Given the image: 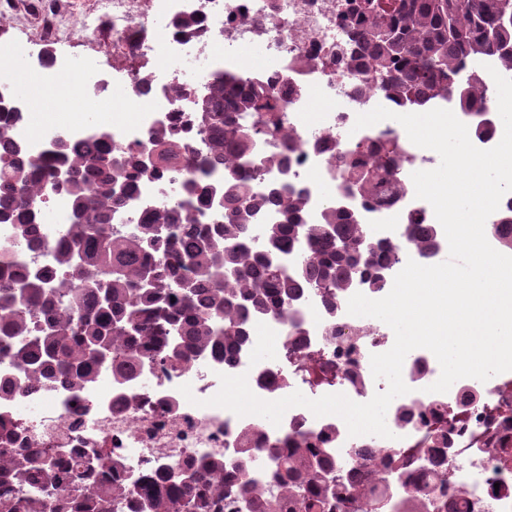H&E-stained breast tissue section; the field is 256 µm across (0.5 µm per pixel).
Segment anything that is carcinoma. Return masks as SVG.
Wrapping results in <instances>:
<instances>
[{
    "mask_svg": "<svg viewBox=\"0 0 512 512\" xmlns=\"http://www.w3.org/2000/svg\"><path fill=\"white\" fill-rule=\"evenodd\" d=\"M502 0H347L340 15L351 40L338 47L337 61L348 71L365 70L376 87L400 107H425L433 100L470 109L484 97L482 79L463 71L461 60L493 53L512 71V25L497 22ZM234 112L262 116L277 100L258 85L232 79L212 85L208 126L215 152L195 168L182 201L154 209L128 232L112 227L120 199L108 186L115 180L132 189L143 175L161 178L188 164L175 137L156 143L147 170L131 154L105 143L97 131L66 150L18 158L10 127L19 103L0 94V224H30L31 205L58 166L74 171L66 188L71 218L56 254L58 266L79 287H57L30 270L21 279L0 273V355L9 357L31 381L61 375L74 388L109 369L119 384L144 375V358L171 370L189 368L209 354L226 361L249 345V323L260 316L295 322V304L306 292L324 289L330 298L349 291L362 277L379 287L388 257L375 249L341 248L363 234L361 225L332 204L324 224H302L305 191L287 196L272 191L253 196L247 182L230 170L233 158L252 152L256 132L235 126ZM393 159L379 155L370 166L350 163L343 189L370 203L379 198ZM224 168V183L210 188L213 171ZM221 203L226 223L202 230L195 214ZM282 209L284 222L256 231L260 208ZM407 234L421 252L435 249L430 224H411ZM0 435V512H105L119 496L136 512H224V501L242 503V512H318L326 499L321 478L335 464L305 441L283 456L267 447L276 463L273 489L257 494L252 481H224L228 463L203 455L147 474L116 475L112 454L82 462L33 457Z\"/></svg>",
    "mask_w": 512,
    "mask_h": 512,
    "instance_id": "carcinoma-1",
    "label": "carcinoma"
}]
</instances>
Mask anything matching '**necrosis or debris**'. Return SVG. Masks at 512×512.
<instances>
[{"label": "necrosis or debris", "mask_w": 512, "mask_h": 512, "mask_svg": "<svg viewBox=\"0 0 512 512\" xmlns=\"http://www.w3.org/2000/svg\"><path fill=\"white\" fill-rule=\"evenodd\" d=\"M106 0L112 12V55L119 63L112 80L101 83L93 63L53 60L34 68H19L32 44L13 39L0 49V91L16 95L22 108L13 120L14 138L34 156L54 148L58 139L74 142L89 129L107 130L113 143L131 149L141 162H151L157 137L178 133L189 159L205 158L212 142L197 96L203 85L232 73L243 82L271 83L280 103L273 123L256 137L248 158L249 185L255 196L289 187L306 193L305 221L322 223L329 203H340L354 223L364 225L370 240L385 247L399 265L421 261L418 249L404 242L407 224H432V206L415 196L411 175L438 166L432 150L414 145L396 121L377 123V135L355 132L358 114L387 100L376 90L361 91L365 78L336 62L337 45L348 35L339 20L341 0ZM311 63L296 66L297 55ZM494 55L466 59L465 68L478 72L490 97L480 113H459L478 148L494 147L503 136L501 120L487 121L498 110L495 83L487 71ZM328 102L315 111L316 102ZM95 122H87L86 113ZM293 130L297 145L285 151L278 128ZM395 145V168L406 192L398 200L382 193L366 205L343 197L341 174L349 157L377 154L380 146ZM287 153V167L264 165L269 154ZM190 168L166 177L146 179L112 212L119 231L142 224L147 211L179 199ZM34 222L25 242L17 227L0 224V266L48 270L53 280L67 279L57 269L53 248L62 239L70 217V202L62 187L46 188L33 204ZM347 299L329 303L319 291L298 302L294 345L284 341L282 324L270 317L250 326L245 353L226 363L212 357L196 359L184 372L163 362L147 360L141 382L119 389L111 372L101 371L81 390L64 379L19 384L8 400L0 399V422L15 435V444L35 454L50 449L68 457L81 449L85 460L108 452L124 473L179 465L200 455H230L248 426L261 429L265 441L316 444L336 463L340 488L334 512H365L353 488H372L391 472L419 485L429 512H512V386L490 378L491 391L483 404L461 409L459 399L473 386L470 378L453 383L444 393L430 392L441 368L432 352L418 348L405 358L402 378L407 394L395 398L386 412L391 437L349 436L340 417L314 416L307 408H290L280 425L267 419L205 406L220 389V375H246L251 391L272 401L301 391L311 399L326 394L366 397L385 391V380L374 378L371 357L388 351L394 333L372 317L350 315ZM278 381L276 389L260 385L261 375ZM190 385L185 398L181 385ZM175 409H168L167 400ZM409 420L396 424L398 409Z\"/></svg>", "instance_id": "4bbe7bcc"}]
</instances>
